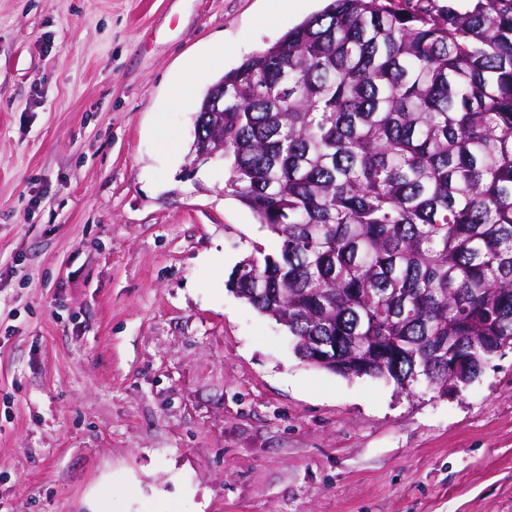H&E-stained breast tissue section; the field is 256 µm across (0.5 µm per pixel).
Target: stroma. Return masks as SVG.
Listing matches in <instances>:
<instances>
[{
  "label": "stroma",
  "instance_id": "stroma-1",
  "mask_svg": "<svg viewBox=\"0 0 512 512\" xmlns=\"http://www.w3.org/2000/svg\"><path fill=\"white\" fill-rule=\"evenodd\" d=\"M267 2L0 0V512H512V349L403 392L233 289L279 240L165 102L326 5ZM226 47H217L209 55L195 59L189 68L190 77L171 83L167 97V106L171 111H182L194 96L197 84L226 54Z\"/></svg>",
  "mask_w": 512,
  "mask_h": 512
}]
</instances>
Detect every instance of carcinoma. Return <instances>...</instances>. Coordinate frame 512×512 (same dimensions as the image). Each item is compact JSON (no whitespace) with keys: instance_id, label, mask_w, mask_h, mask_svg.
<instances>
[{"instance_id":"cac0c4a2","label":"carcinoma","mask_w":512,"mask_h":512,"mask_svg":"<svg viewBox=\"0 0 512 512\" xmlns=\"http://www.w3.org/2000/svg\"><path fill=\"white\" fill-rule=\"evenodd\" d=\"M279 241L233 287L335 373L446 394L512 348V0H330L213 84Z\"/></svg>"}]
</instances>
